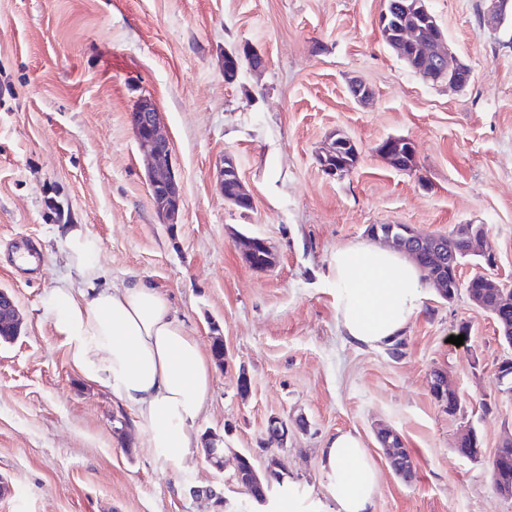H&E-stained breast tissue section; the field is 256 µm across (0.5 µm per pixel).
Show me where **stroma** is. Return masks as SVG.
Returning <instances> with one entry per match:
<instances>
[{"label": "stroma", "instance_id": "stroma-1", "mask_svg": "<svg viewBox=\"0 0 512 512\" xmlns=\"http://www.w3.org/2000/svg\"><path fill=\"white\" fill-rule=\"evenodd\" d=\"M385 0H0V289L22 317L0 341V512H238L235 453L276 470L270 505L249 512H336L321 450L340 431L361 438L377 472L374 512H512L488 462L512 434V396L496 375L512 356L492 315L466 291L453 301L427 288L389 347L348 341L337 327L328 264L336 249L370 242L373 224L445 235L488 230L512 284V26L484 25L486 0H429L448 47L471 70L465 90L425 82L383 41ZM245 47L261 71L224 78V54ZM366 84L358 104L351 81ZM150 98L171 142L183 194L177 223H162L128 114ZM360 157L344 178L316 153L333 134ZM391 136L416 148L412 170L376 149ZM232 155L253 195L243 212L217 180ZM63 208L101 240L107 281L139 279L170 300L202 348L224 340L199 433L224 440V468L195 449L185 468L138 446L132 412L84 381L49 318L51 292L70 277L57 238ZM265 239L272 268L249 266L236 241ZM44 257L16 265L19 239ZM466 326L462 345L449 338ZM444 371L462 400L448 415L429 389ZM252 388L237 389L239 372ZM288 424L268 440L270 417ZM480 440L459 455L463 425ZM408 449L405 483L377 430ZM213 496L206 497L202 488Z\"/></svg>", "mask_w": 512, "mask_h": 512}]
</instances>
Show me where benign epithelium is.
Instances as JSON below:
<instances>
[{"label": "benign epithelium", "instance_id": "obj_1", "mask_svg": "<svg viewBox=\"0 0 512 512\" xmlns=\"http://www.w3.org/2000/svg\"><path fill=\"white\" fill-rule=\"evenodd\" d=\"M489 2L490 5L483 13V21L498 28L512 16V0H489ZM397 6L404 12H412L419 17L421 24L428 29L429 36L421 37L417 27L408 25L400 28L395 37L387 41V45L396 54L406 58L420 73L430 76L441 72L443 76L440 80L458 91L464 90L471 79L470 69L451 57L448 51L447 35L436 18L421 5V0H408L406 3L400 0ZM245 65L253 70H259L265 66V59L254 49L249 50L244 56L229 51L224 53V77L235 80ZM129 120L150 164V189L161 201L159 215L164 223L174 224L183 205V197L175 174L168 167L171 143L163 131L161 112L152 100L144 98L129 113ZM378 151L390 165L399 167L402 157L415 154V145L407 137H392L383 141ZM335 154L336 144L332 139L327 140L317 154L321 171L333 179L346 175L343 168L336 166ZM218 180L226 200L239 209L253 206V198L242 182L237 164L228 153L224 154L223 165L218 171ZM398 230L397 234L389 232L382 235V239L429 265L444 266L452 262L448 244L441 238L421 235L407 225L398 227ZM467 238L470 247H478V250L489 259V264L496 263L495 253L481 247L487 238L486 230L469 232ZM492 310L498 324V333L512 336V296L503 297L492 306ZM20 327L18 309L9 292L1 289L0 329L9 328L16 332ZM429 388L433 394L448 391V401L441 402V405L454 415L461 412L460 397L456 389L448 384V378L442 372L435 371L431 374ZM220 442L222 439L215 434L206 436L204 440L206 461L219 471L224 468V448L219 446ZM494 457L499 462L502 475L495 476L493 487L498 494L512 499V480L507 477V465L512 461L511 435L500 442ZM386 458L396 474L404 479L411 477L412 462L404 458L399 449H386Z\"/></svg>", "mask_w": 512, "mask_h": 512}]
</instances>
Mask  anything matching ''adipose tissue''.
Listing matches in <instances>:
<instances>
[{
	"mask_svg": "<svg viewBox=\"0 0 512 512\" xmlns=\"http://www.w3.org/2000/svg\"><path fill=\"white\" fill-rule=\"evenodd\" d=\"M100 248L86 225H66L59 252L81 286L64 280L54 288L53 330L81 378L107 387L133 412L141 450L183 465L199 444L195 427L207 410L213 358L188 335L163 293L137 281L102 284ZM329 273L342 335L372 348L403 334L426 288L402 253L366 244L337 249ZM322 467L336 512H372L377 478L357 435L330 438Z\"/></svg>",
	"mask_w": 512,
	"mask_h": 512,
	"instance_id": "adipose-tissue-1",
	"label": "adipose tissue"
}]
</instances>
